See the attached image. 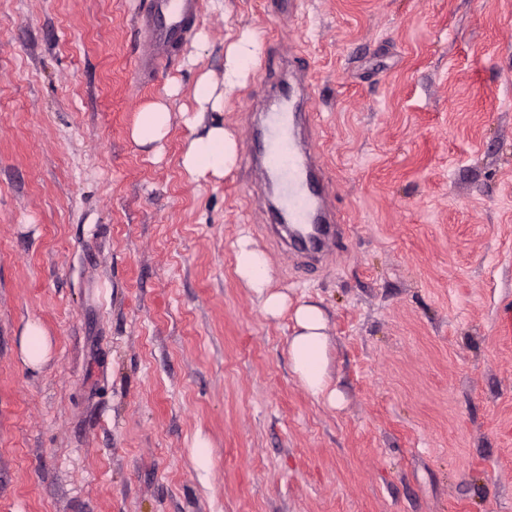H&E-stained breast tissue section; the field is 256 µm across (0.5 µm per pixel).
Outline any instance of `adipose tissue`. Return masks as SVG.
<instances>
[{"label": "adipose tissue", "instance_id": "obj_1", "mask_svg": "<svg viewBox=\"0 0 512 512\" xmlns=\"http://www.w3.org/2000/svg\"><path fill=\"white\" fill-rule=\"evenodd\" d=\"M193 98L197 108L186 119L192 129L181 159L185 174L193 180H221L236 164L237 144L223 122L205 121L206 111L224 108V93L207 78H200ZM171 112L165 99L146 105L131 130L133 142L140 147L160 146L170 133ZM236 273L244 284L262 300L264 312L273 318L290 314L293 334L288 341V358L293 373L302 386L316 399L338 407L341 392L332 385L329 373L328 319L323 308L313 302L291 304L287 294L273 290L264 254L241 241L235 253Z\"/></svg>", "mask_w": 512, "mask_h": 512}]
</instances>
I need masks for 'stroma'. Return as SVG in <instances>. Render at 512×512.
<instances>
[{"label":"stroma","instance_id":"obj_1","mask_svg":"<svg viewBox=\"0 0 512 512\" xmlns=\"http://www.w3.org/2000/svg\"><path fill=\"white\" fill-rule=\"evenodd\" d=\"M139 3L0 0V512H512V0H199L146 79ZM245 30L236 165L189 179L182 110ZM288 55L345 218L321 259L246 160ZM164 96L149 154L130 131ZM243 235L325 310L341 407L237 277ZM171 112L165 99L160 98L146 105L131 130V139L140 147L153 146V152L170 133ZM22 350L25 359L32 365L39 364L47 353V342L42 328L29 323L23 333Z\"/></svg>","mask_w":512,"mask_h":512}]
</instances>
